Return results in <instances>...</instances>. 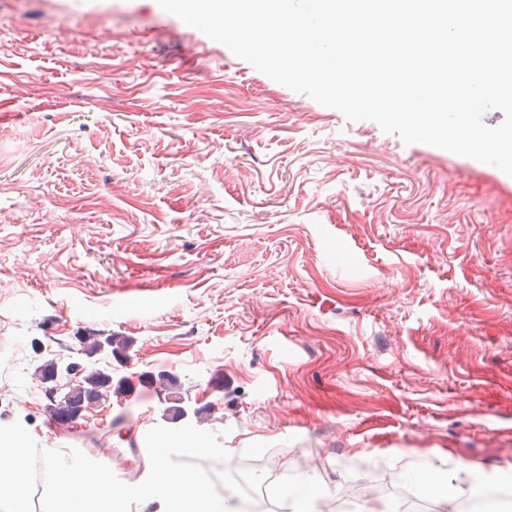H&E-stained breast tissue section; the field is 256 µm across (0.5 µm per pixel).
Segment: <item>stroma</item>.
<instances>
[{
  "label": "stroma",
  "instance_id": "35a3bbf8",
  "mask_svg": "<svg viewBox=\"0 0 512 512\" xmlns=\"http://www.w3.org/2000/svg\"><path fill=\"white\" fill-rule=\"evenodd\" d=\"M89 328L130 339L129 383L62 442L35 347ZM160 372L267 512L305 478L347 512H448L407 475L512 465V176L349 121L157 0H0V424L141 481Z\"/></svg>",
  "mask_w": 512,
  "mask_h": 512
}]
</instances>
